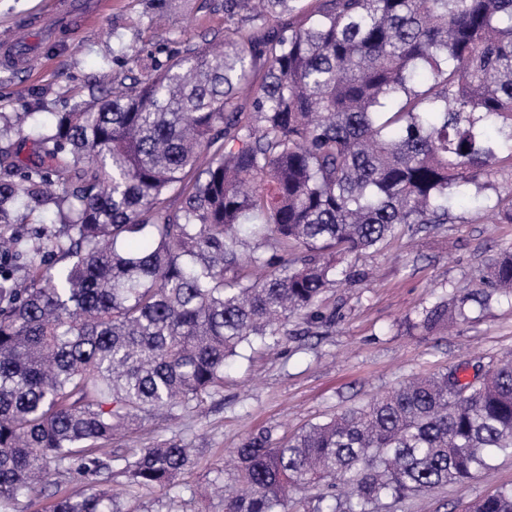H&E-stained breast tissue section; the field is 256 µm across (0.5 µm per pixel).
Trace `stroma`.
Wrapping results in <instances>:
<instances>
[{"label": "stroma", "instance_id": "1", "mask_svg": "<svg viewBox=\"0 0 512 512\" xmlns=\"http://www.w3.org/2000/svg\"><path fill=\"white\" fill-rule=\"evenodd\" d=\"M75 0H0V46L25 40L26 57H0V112L64 111L73 98L111 89L120 80L116 55L129 56L135 75L152 72L150 50L185 49L224 40V0H86L91 17L78 23ZM512 186V166L495 162L489 184L459 209L452 224L404 229L375 253L347 257L361 277L330 286L321 302L332 324L288 321L280 345H254L224 374V388L202 395L179 416L141 425L142 445L176 441L193 448L191 466L171 487L137 490L120 468L111 488L133 512H224L203 497L216 477L234 478L233 450L265 428L285 436L337 411L361 406L403 381L463 366L489 365L512 351V294L490 288V265L512 251V223L492 221L487 205ZM469 318L417 328L423 308L439 299ZM512 485V457L479 472L462 488L448 485L383 512H467L469 503Z\"/></svg>", "mask_w": 512, "mask_h": 512}]
</instances>
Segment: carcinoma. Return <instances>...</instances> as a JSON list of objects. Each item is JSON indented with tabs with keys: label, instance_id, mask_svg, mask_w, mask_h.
Listing matches in <instances>:
<instances>
[{
	"label": "carcinoma",
	"instance_id": "obj_1",
	"mask_svg": "<svg viewBox=\"0 0 512 512\" xmlns=\"http://www.w3.org/2000/svg\"><path fill=\"white\" fill-rule=\"evenodd\" d=\"M224 29L219 52L160 48L149 78L52 113L36 161L21 148L39 113L0 112L3 512L33 493L45 512H127L115 462L131 487L175 483L191 449L106 446L220 392L238 349L279 345L288 318L333 322L321 295L353 277L336 258L455 222L489 162L512 164V0H224ZM490 209L512 222V187ZM489 285L512 291V252ZM446 318L438 302L418 326ZM501 456L512 355L247 436L224 512H288L309 488L316 512H380ZM51 476L88 488L48 494ZM471 512H512V486Z\"/></svg>",
	"mask_w": 512,
	"mask_h": 512
}]
</instances>
